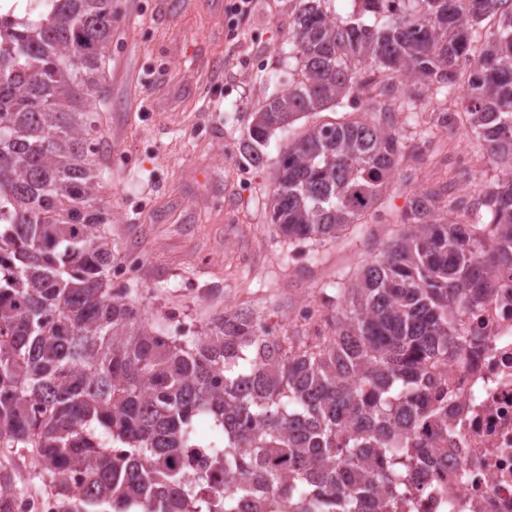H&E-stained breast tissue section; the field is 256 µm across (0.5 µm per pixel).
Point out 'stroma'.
Wrapping results in <instances>:
<instances>
[{
  "mask_svg": "<svg viewBox=\"0 0 512 512\" xmlns=\"http://www.w3.org/2000/svg\"><path fill=\"white\" fill-rule=\"evenodd\" d=\"M228 0H112V59L101 112L112 186V236L144 255L138 288L167 326L207 323L219 311L256 310L288 329V313L317 298L315 284L357 272L378 254L422 188L456 181L459 151L478 140L454 131L436 154L401 168L406 186L386 198L389 223L354 224L342 242L293 247L274 236L267 191L280 152L311 121H342L341 110L273 133L264 161L239 151L250 114L286 89L296 66L288 30L298 0H255L230 31ZM135 157L127 165L119 155Z\"/></svg>",
  "mask_w": 512,
  "mask_h": 512,
  "instance_id": "1",
  "label": "stroma"
}]
</instances>
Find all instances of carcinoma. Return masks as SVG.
Wrapping results in <instances>:
<instances>
[{"label": "carcinoma", "instance_id": "carcinoma-1", "mask_svg": "<svg viewBox=\"0 0 512 512\" xmlns=\"http://www.w3.org/2000/svg\"><path fill=\"white\" fill-rule=\"evenodd\" d=\"M0 15V449H35L59 512H397L425 464L410 446L447 399L425 400L433 362L481 337L458 306L479 307L512 265V172L448 198L423 189L405 229L319 293L328 333L270 331L258 311L170 333L142 294L112 289L103 133L94 102L112 57V0H49ZM304 0L290 22L301 62L281 94L251 113L240 152L262 147L299 114L364 101L365 116L294 135L268 193L271 223L292 241L333 243L380 219L378 200L412 174L402 150L430 149L435 124L413 118L416 84L448 96L470 64L460 104L490 161L512 167V0ZM499 17L496 29L484 19ZM408 113L402 134L396 116ZM411 141L405 145L402 139ZM224 442L199 440V423ZM204 451L224 486L185 470ZM85 473L82 500L61 472Z\"/></svg>", "mask_w": 512, "mask_h": 512}]
</instances>
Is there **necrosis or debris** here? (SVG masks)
<instances>
[{"label": "necrosis or debris", "mask_w": 512, "mask_h": 512, "mask_svg": "<svg viewBox=\"0 0 512 512\" xmlns=\"http://www.w3.org/2000/svg\"><path fill=\"white\" fill-rule=\"evenodd\" d=\"M468 323L484 348L429 365L448 390V415L417 433L432 458L399 512H512V266Z\"/></svg>", "instance_id": "1"}]
</instances>
